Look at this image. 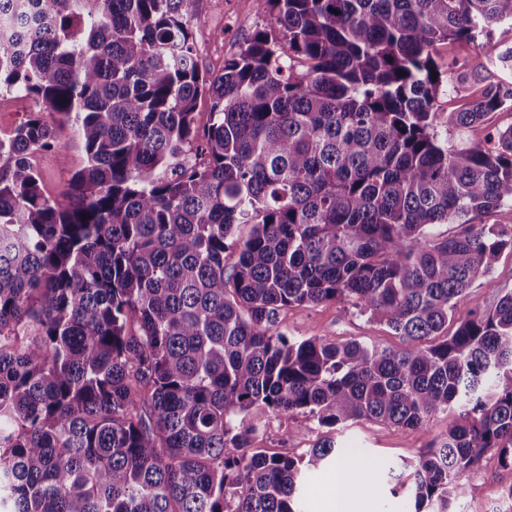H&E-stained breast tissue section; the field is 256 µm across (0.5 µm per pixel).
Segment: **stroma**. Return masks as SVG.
Returning <instances> with one entry per match:
<instances>
[{
	"label": "stroma",
	"mask_w": 512,
	"mask_h": 512,
	"mask_svg": "<svg viewBox=\"0 0 512 512\" xmlns=\"http://www.w3.org/2000/svg\"><path fill=\"white\" fill-rule=\"evenodd\" d=\"M275 25L274 17L259 9L255 0H197L193 35L202 74L219 75L225 60L239 52L253 31L271 29ZM452 58L464 61L465 66L444 81L437 99L438 111L462 110L475 93L512 85V72L486 63L477 49L442 45L434 56L443 69ZM60 142V147L54 151L33 152L30 160L41 177L45 193L61 200L70 192V179L83 166L85 152L69 129L61 130ZM506 290H512L510 250L502 251L486 280L469 289L460 301L458 311L463 314L472 308H491L499 294ZM277 328L298 338L356 339L392 349L405 346L404 340L393 335L386 326L368 320L352 307L333 301L306 308L284 309L278 315ZM454 418V413H443L414 429L382 428L362 420L337 430L336 439L341 446L363 451L350 493L354 499L364 503L366 512H410V502L405 494L392 491L394 483L388 477L389 469L425 450L431 439L445 432ZM318 434L316 421L305 415L273 417L261 427L257 445L271 453L297 455L309 448ZM477 468L478 476L473 480L468 495L452 504V512H498L501 490L512 486V469L503 467L493 450L481 455ZM335 488V467L312 473L301 493L302 512H329V504L336 497Z\"/></svg>",
	"instance_id": "obj_1"
}]
</instances>
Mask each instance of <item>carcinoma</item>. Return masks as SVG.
I'll list each match as a JSON object with an SVG mask.
<instances>
[{
    "mask_svg": "<svg viewBox=\"0 0 512 512\" xmlns=\"http://www.w3.org/2000/svg\"><path fill=\"white\" fill-rule=\"evenodd\" d=\"M256 2L279 34L208 80L196 0H0V92L39 107L0 137V512H296L308 472L355 479L337 427L449 410L396 486L449 512L484 452L512 468V291L456 317L512 250L509 225L473 223L512 218V126L438 132L512 88L442 116L432 56L466 42L511 69L512 0ZM45 111L86 153L63 200L29 161L59 145ZM328 301L407 347L277 329ZM300 413L325 429L310 448L256 447Z\"/></svg>",
    "mask_w": 512,
    "mask_h": 512,
    "instance_id": "carcinoma-1",
    "label": "carcinoma"
}]
</instances>
